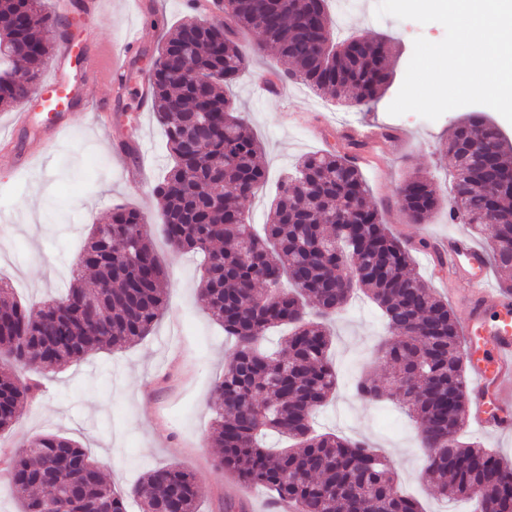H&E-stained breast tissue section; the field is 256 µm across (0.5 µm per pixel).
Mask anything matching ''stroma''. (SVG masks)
<instances>
[{"mask_svg": "<svg viewBox=\"0 0 512 512\" xmlns=\"http://www.w3.org/2000/svg\"><path fill=\"white\" fill-rule=\"evenodd\" d=\"M100 2V43L122 39L128 27L140 29L143 48L128 72L130 90L113 107L109 123H97L89 112L71 113L68 131L27 171H18L16 158L0 152V277L9 281L17 299L31 305L59 296L72 280L90 225L107 223L113 207L122 204L140 210L148 221L149 239L170 272L168 303L149 336L131 347L92 352L53 372L19 370L20 378L39 380L42 392L12 429L0 435V512H21L5 471L16 445L50 433L77 440L121 492L147 469L180 465L203 487L199 512H223L224 475L216 467L219 451L209 447L206 438L214 386L224 374L232 343L196 303L198 260L189 253L174 254L165 239L153 187L165 175L170 158L153 110L140 109L136 92L149 59L174 27L196 11L189 0H147L149 7L143 12L136 0ZM345 26L347 35L385 34L395 46L394 80L366 107L349 105L301 83L284 86L280 97L257 98L254 84L276 75L281 64L274 50L263 47L258 32L241 34L240 44L252 64L228 95L245 113L262 148L259 161L266 168L264 185L243 203L246 215L251 223H266L282 176L299 158L317 151L352 155L345 124L376 123L391 128L400 139L399 147L387 148L376 164L361 167L370 199L387 227L410 246L457 233L461 223L448 217L455 161L446 146L449 128L468 114V107L434 121L415 113L388 112L403 83L415 38L441 41L444 27L385 16L373 20L364 7L349 12ZM133 134L143 142L148 161V180L137 190L125 181L114 152ZM418 174L431 178L443 203L426 223L411 224L398 191ZM332 334L336 394L315 411L316 426L364 441L387 456L401 489L418 499L424 512H455V504L434 495L424 479L425 456L416 424L393 404H374L357 395L360 375L381 384L388 374L375 354L386 337L375 307L364 296H356L333 322Z\"/></svg>", "mask_w": 512, "mask_h": 512, "instance_id": "1", "label": "stroma"}]
</instances>
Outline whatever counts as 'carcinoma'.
<instances>
[{
	"instance_id": "1",
	"label": "carcinoma",
	"mask_w": 512,
	"mask_h": 512,
	"mask_svg": "<svg viewBox=\"0 0 512 512\" xmlns=\"http://www.w3.org/2000/svg\"><path fill=\"white\" fill-rule=\"evenodd\" d=\"M327 8L328 0H291L284 9L278 0H227L224 21L181 23L148 71L172 158L154 187L163 232L175 252L203 257L197 302L233 343L215 385L208 442L223 449L222 471L265 487L296 512H423L400 491L385 457L361 441L317 433L310 422L336 392L327 323L359 292L386 323L376 354L393 373L383 385L359 381L357 394L397 402L418 425L437 494L478 500L480 512H512V464L459 440L468 395L458 320L383 224L360 170L341 155L307 154L282 180L263 234L241 211V200L265 181L260 147L224 90L251 63L242 31L259 30L288 78L332 97L352 93L355 103L368 104L391 81L387 40L331 45ZM54 27L44 0H0L1 108L35 93ZM187 64L207 78L204 86L183 74ZM475 140L491 143L493 152H471ZM447 149L456 161L451 211L484 238L493 266L512 272V145L475 113L452 129ZM488 184L496 188L492 200L483 192ZM400 197L413 224L440 207L426 176L405 182ZM489 207L491 224L482 221ZM145 225L133 208L91 225L74 281L38 307L0 283V432L15 425L40 387L19 382L16 369H58L149 335L167 306L168 273ZM278 327L289 331L268 353L263 341ZM269 434L288 439V447H265ZM7 473L23 512H48L50 505L54 512H127L101 468L65 435L23 442ZM131 494L141 512H198L202 490L193 472L170 464L147 470Z\"/></svg>"
}]
</instances>
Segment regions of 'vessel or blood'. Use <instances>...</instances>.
Returning <instances> with one entry per match:
<instances>
[{
	"instance_id": "b4317fda",
	"label": "vessel or blood",
	"mask_w": 512,
	"mask_h": 512,
	"mask_svg": "<svg viewBox=\"0 0 512 512\" xmlns=\"http://www.w3.org/2000/svg\"><path fill=\"white\" fill-rule=\"evenodd\" d=\"M136 33L125 34L120 45L102 51L94 40H87L80 51L62 42L60 61L52 76L38 90L33 104L23 106L13 119L12 144L16 156L31 157L33 151L18 141L34 110L53 113V134L64 133L63 116L76 110L108 112L127 89L128 64L139 48ZM108 72L111 100L95 102L86 91L101 72ZM440 252L448 257V270L461 274L469 294L460 320L468 359L467 393L472 421L489 434L512 432V295L489 286L488 252L460 231L443 239Z\"/></svg>"
}]
</instances>
